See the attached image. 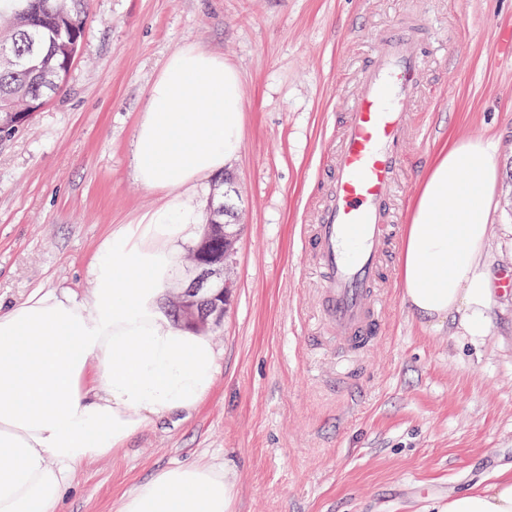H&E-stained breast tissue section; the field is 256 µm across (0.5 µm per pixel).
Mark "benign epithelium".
I'll list each match as a JSON object with an SVG mask.
<instances>
[{"label": "benign epithelium", "mask_w": 512, "mask_h": 512, "mask_svg": "<svg viewBox=\"0 0 512 512\" xmlns=\"http://www.w3.org/2000/svg\"><path fill=\"white\" fill-rule=\"evenodd\" d=\"M224 202L212 209L201 244L193 251L197 281L187 288L178 301V310L192 328L204 322L215 325L224 320V305L229 301V285L224 283V263L229 256L234 232L219 221Z\"/></svg>", "instance_id": "7a95c632"}]
</instances>
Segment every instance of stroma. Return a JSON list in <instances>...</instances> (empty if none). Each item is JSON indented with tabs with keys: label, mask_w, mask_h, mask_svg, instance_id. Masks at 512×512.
I'll use <instances>...</instances> for the list:
<instances>
[{
	"label": "stroma",
	"mask_w": 512,
	"mask_h": 512,
	"mask_svg": "<svg viewBox=\"0 0 512 512\" xmlns=\"http://www.w3.org/2000/svg\"><path fill=\"white\" fill-rule=\"evenodd\" d=\"M61 90L0 141V301L34 290L76 298L121 224L161 201L133 176L132 143L167 57L194 44L236 66L239 156L187 197L206 214L218 191L238 224L230 298L206 328L219 353L211 395L144 428L75 475L59 512H117L156 472L225 468L233 512H444L450 495L512 477V294L495 292L480 346L422 325L400 280L382 289L385 332L365 376L339 387L317 272L302 252L343 105L371 39L424 21L428 60L410 110L418 133L401 173L399 222L452 137L497 143L489 260L512 271V63L490 49L512 0H89Z\"/></svg>",
	"instance_id": "obj_1"
}]
</instances>
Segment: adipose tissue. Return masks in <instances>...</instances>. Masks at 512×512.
Here are the masks:
<instances>
[{"instance_id":"obj_1","label":"adipose tissue","mask_w":512,"mask_h":512,"mask_svg":"<svg viewBox=\"0 0 512 512\" xmlns=\"http://www.w3.org/2000/svg\"><path fill=\"white\" fill-rule=\"evenodd\" d=\"M241 143L237 68L192 45L173 52L150 86L133 143L135 179L165 203L101 244L88 298L39 291L0 307V512H58L77 467L212 392L215 346L166 314L165 287L198 220L186 193L219 174ZM495 154L491 139L476 137L433 158L400 256L413 316L449 323L474 345L491 326ZM234 498L224 470L196 463L141 481L118 512H232ZM446 512H512V477L449 497Z\"/></svg>"}]
</instances>
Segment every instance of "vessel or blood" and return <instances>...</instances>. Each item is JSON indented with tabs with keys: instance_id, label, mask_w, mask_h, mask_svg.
<instances>
[{
	"instance_id": "obj_1",
	"label": "vessel or blood",
	"mask_w": 512,
	"mask_h": 512,
	"mask_svg": "<svg viewBox=\"0 0 512 512\" xmlns=\"http://www.w3.org/2000/svg\"><path fill=\"white\" fill-rule=\"evenodd\" d=\"M420 46L405 37L377 38L344 114L327 192L303 232L305 254L320 276L319 314L333 329L343 383L359 380L360 362L386 320L380 297L392 279L385 250L399 232V174L414 126L407 103L421 91Z\"/></svg>"
}]
</instances>
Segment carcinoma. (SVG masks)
Listing matches in <instances>:
<instances>
[{
  "label": "carcinoma",
  "mask_w": 512,
  "mask_h": 512,
  "mask_svg": "<svg viewBox=\"0 0 512 512\" xmlns=\"http://www.w3.org/2000/svg\"><path fill=\"white\" fill-rule=\"evenodd\" d=\"M87 20V0H0V51L11 59L0 61V137L19 128L10 116L63 87L69 48L81 44ZM34 63L53 70L54 82H33Z\"/></svg>",
  "instance_id": "cac0c4a2"
}]
</instances>
